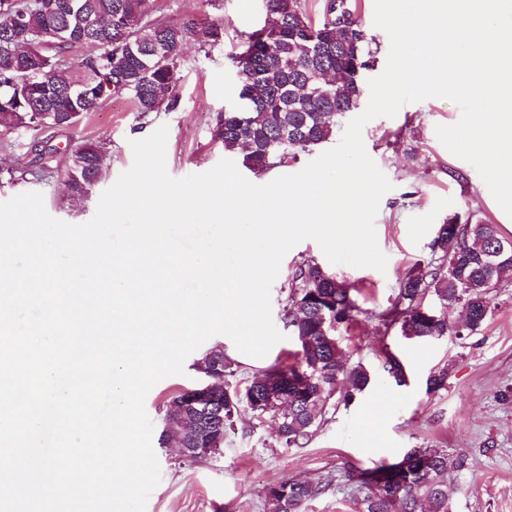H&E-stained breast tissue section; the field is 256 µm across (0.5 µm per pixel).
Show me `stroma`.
I'll list each match as a JSON object with an SVG mask.
<instances>
[{"label":"stroma","instance_id":"stroma-1","mask_svg":"<svg viewBox=\"0 0 512 512\" xmlns=\"http://www.w3.org/2000/svg\"><path fill=\"white\" fill-rule=\"evenodd\" d=\"M154 9L156 16L176 22L224 24L220 46L204 51L199 41L190 42L179 72L177 108L154 114L143 124L128 98L111 97L99 112L71 128L34 135L0 133V168L33 164V142L54 149L49 160L52 178L1 187L0 201L38 192L52 217L75 225L88 222L101 194L131 168V141L163 125L168 128L166 166L171 176L207 172L226 157L213 137L215 118L237 102L231 57L241 36L262 25L261 2L221 0L215 7L208 0H154ZM460 117L456 103L429 98L404 104L394 117L381 116L364 126L365 149L392 184L374 221L378 245L388 258L385 271L331 263L316 241H301L284 256L271 287L272 320L284 340L260 363L233 362L238 384L275 364L293 362L296 344L285 317L289 279L299 263L312 259L355 287L360 311L342 332L343 347L349 364H363L374 373L372 386L352 404L327 414L302 448L280 447L272 419L248 414L226 433L220 453L207 459L182 460L175 449L154 445L160 482L146 512H267V489L288 479L326 486L302 512H362L361 495L346 481V471L391 463L419 447L468 454V469L446 476L453 512H512V279L503 280L494 291L493 313L483 329L463 339L448 335L413 344L377 318L393 303L406 271L430 261L429 244L440 224L456 216L505 222L474 166L453 155L436 136V126L455 124ZM99 140L109 141L112 148L105 172L88 198L69 202L61 173L76 147ZM212 347V341H205L200 352L186 359L183 374L166 377L151 389L145 408L154 428H162L171 396L202 381L197 364L201 352ZM390 353L405 366V384H396L385 370ZM443 365L448 368L446 390L427 393V377Z\"/></svg>","mask_w":512,"mask_h":512}]
</instances>
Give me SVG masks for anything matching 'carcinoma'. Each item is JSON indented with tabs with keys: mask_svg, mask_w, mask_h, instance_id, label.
<instances>
[{
	"mask_svg": "<svg viewBox=\"0 0 512 512\" xmlns=\"http://www.w3.org/2000/svg\"><path fill=\"white\" fill-rule=\"evenodd\" d=\"M271 19L245 35L234 55L240 109L216 117L214 138L234 154L248 143L247 168L264 173L285 166L299 154L328 141L348 112L364 97V71L372 66V38L358 16L357 0L323 3L313 15L304 0H263ZM152 0H0V132L67 127L98 111L111 96H127L141 120L178 106L177 75L183 49L193 38L211 48L223 42V25L203 32L196 23L151 18ZM79 46L91 51L75 61ZM109 156L105 141L86 143L71 155L65 172L70 197L85 199L101 179ZM53 174L1 168L0 186ZM433 263L413 265L398 283L395 303L376 314L410 340L478 333L490 319L492 292L512 268V237L485 221L452 219L430 244ZM353 285L312 259L291 276L289 326L298 346L294 361L275 365L238 391L225 383L223 418L171 398L164 424L196 420L212 427L214 447L243 412L272 416L281 426L283 448H302L316 434L329 410L349 404L372 382L359 363H347L337 330L359 312ZM465 311L460 327L448 324V308ZM448 368L432 371L426 392L447 388ZM280 392L288 405L268 406L265 395ZM468 468L462 452L411 448L403 457L376 468L354 469L347 480L363 493V512H452L443 476ZM325 487L286 480L267 490L269 512H301Z\"/></svg>",
	"mask_w": 512,
	"mask_h": 512,
	"instance_id": "obj_1",
	"label": "carcinoma"
}]
</instances>
